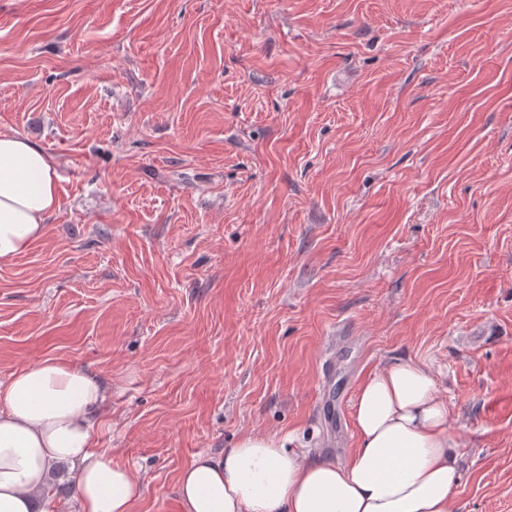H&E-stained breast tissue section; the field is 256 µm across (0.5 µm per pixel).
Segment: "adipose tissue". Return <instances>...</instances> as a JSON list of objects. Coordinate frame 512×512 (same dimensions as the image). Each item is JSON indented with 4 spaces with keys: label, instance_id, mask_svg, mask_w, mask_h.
Listing matches in <instances>:
<instances>
[{
    "label": "adipose tissue",
    "instance_id": "adipose-tissue-1",
    "mask_svg": "<svg viewBox=\"0 0 512 512\" xmlns=\"http://www.w3.org/2000/svg\"><path fill=\"white\" fill-rule=\"evenodd\" d=\"M59 176L29 139L0 134V265L45 234ZM94 373L47 358L0 383V512H54V465L76 472L80 512H133L135 472L96 448L93 417L108 399ZM354 444L342 461L274 434H247L223 455H197L179 473V512H449L458 444L430 366L386 362L361 382Z\"/></svg>",
    "mask_w": 512,
    "mask_h": 512
}]
</instances>
